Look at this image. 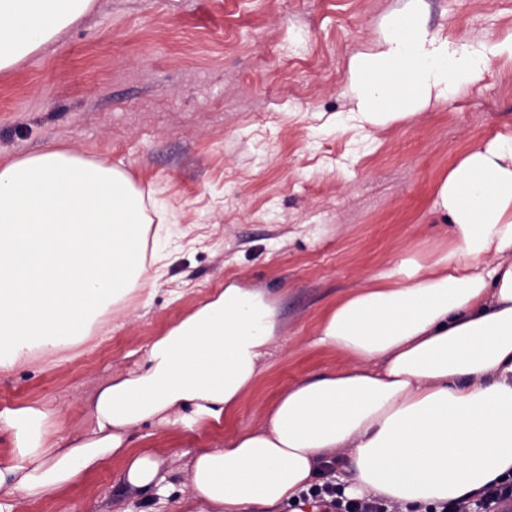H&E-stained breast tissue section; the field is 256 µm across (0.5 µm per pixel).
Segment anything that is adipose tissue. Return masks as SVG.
Here are the masks:
<instances>
[{
	"instance_id": "ef3b65f1",
	"label": "adipose tissue",
	"mask_w": 512,
	"mask_h": 512,
	"mask_svg": "<svg viewBox=\"0 0 512 512\" xmlns=\"http://www.w3.org/2000/svg\"><path fill=\"white\" fill-rule=\"evenodd\" d=\"M93 0H0V71L50 43ZM512 38L451 45L414 14L393 19L377 51L354 54L348 119L375 130L479 84ZM448 246L429 264L369 277L321 318L317 345L339 366L288 384L262 423L226 431L185 466L196 512H282L317 477L400 512L481 496L512 475V134L470 150L435 201ZM141 192L121 170L47 149L0 162V373L88 336L145 285ZM279 308L228 284L147 345L87 403V429L53 436V410L0 411L15 455L0 467V512L68 488L120 461L118 483L165 487L179 453L134 445L146 424L223 427L267 369Z\"/></svg>"
}]
</instances>
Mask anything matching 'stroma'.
Listing matches in <instances>:
<instances>
[{"instance_id":"35a3bbf8","label":"stroma","mask_w":512,"mask_h":512,"mask_svg":"<svg viewBox=\"0 0 512 512\" xmlns=\"http://www.w3.org/2000/svg\"><path fill=\"white\" fill-rule=\"evenodd\" d=\"M418 13L456 43L512 37V0H96L92 10L0 71V159L49 147L122 169L153 222L171 225L161 271L111 331L0 374V410L41 404L66 436L113 372L225 285L277 301L278 338L234 428L262 422L289 383L337 364L315 346L325 308L372 275L447 246L434 208L448 169L512 134V62L377 133L337 125L351 109L349 60L392 18ZM162 454L217 448L218 430L138 428ZM108 462L65 499L27 512H174L173 498L116 483Z\"/></svg>"}]
</instances>
